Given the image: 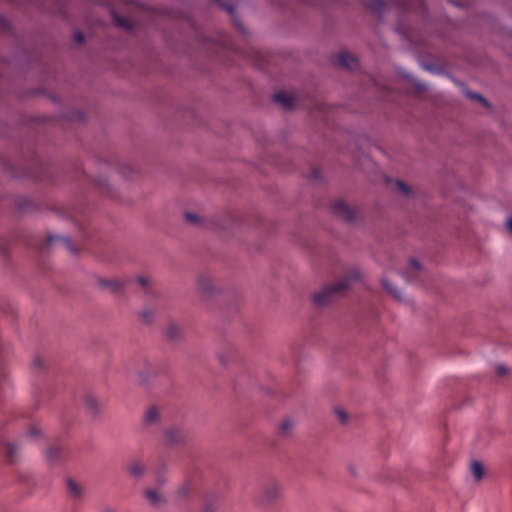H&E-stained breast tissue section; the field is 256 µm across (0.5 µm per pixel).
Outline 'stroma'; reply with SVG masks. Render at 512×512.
I'll return each instance as SVG.
<instances>
[{"instance_id": "stroma-1", "label": "stroma", "mask_w": 512, "mask_h": 512, "mask_svg": "<svg viewBox=\"0 0 512 512\" xmlns=\"http://www.w3.org/2000/svg\"><path fill=\"white\" fill-rule=\"evenodd\" d=\"M15 86L0 512H512V0H0Z\"/></svg>"}]
</instances>
